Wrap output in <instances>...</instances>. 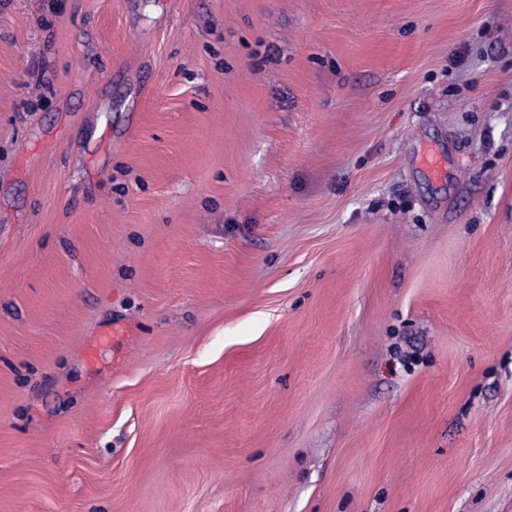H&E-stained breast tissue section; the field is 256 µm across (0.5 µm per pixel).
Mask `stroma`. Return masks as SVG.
Wrapping results in <instances>:
<instances>
[{"label": "stroma", "mask_w": 512, "mask_h": 512, "mask_svg": "<svg viewBox=\"0 0 512 512\" xmlns=\"http://www.w3.org/2000/svg\"><path fill=\"white\" fill-rule=\"evenodd\" d=\"M0 512H512V0H0Z\"/></svg>", "instance_id": "1"}]
</instances>
